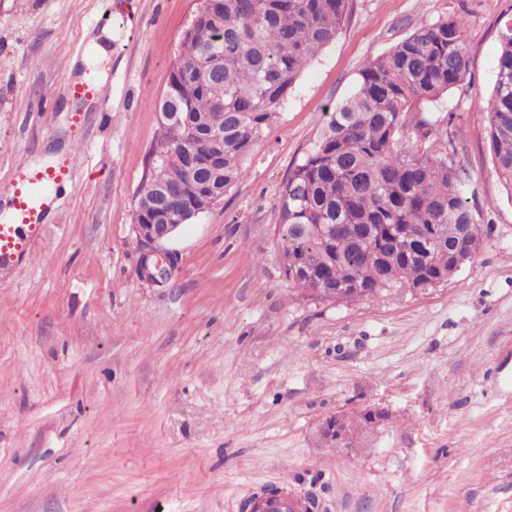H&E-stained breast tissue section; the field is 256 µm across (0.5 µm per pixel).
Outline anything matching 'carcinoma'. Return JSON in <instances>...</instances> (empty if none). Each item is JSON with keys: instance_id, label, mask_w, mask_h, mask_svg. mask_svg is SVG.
Listing matches in <instances>:
<instances>
[{"instance_id": "1", "label": "carcinoma", "mask_w": 512, "mask_h": 512, "mask_svg": "<svg viewBox=\"0 0 512 512\" xmlns=\"http://www.w3.org/2000/svg\"><path fill=\"white\" fill-rule=\"evenodd\" d=\"M350 0H208L183 41L160 111L176 112L154 161L181 176L180 193L229 192L242 164L304 68L329 46ZM492 94L483 111L491 160L512 191V17L498 33ZM464 21L420 24L359 72L354 92L289 171L278 199L282 271L300 291L336 286V301L375 299L423 280L445 283L472 261L483 231L451 140L420 107L465 81ZM224 134V150L210 135ZM164 187L146 175L136 201ZM468 224L466 234L460 225Z\"/></svg>"}]
</instances>
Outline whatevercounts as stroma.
Here are the masks:
<instances>
[{
  "label": "stroma",
  "instance_id": "stroma-1",
  "mask_svg": "<svg viewBox=\"0 0 512 512\" xmlns=\"http://www.w3.org/2000/svg\"><path fill=\"white\" fill-rule=\"evenodd\" d=\"M201 3L0 0V184L49 152L73 168L31 260L0 274V512H243L283 482L313 512H512V193L480 110L512 0H351L150 287L134 200ZM451 14L470 73L425 113L470 177L477 258L434 288L303 297L275 235L290 166L367 61ZM92 40L112 79L97 107L63 93ZM368 409L387 419L355 453L323 443L325 418Z\"/></svg>",
  "mask_w": 512,
  "mask_h": 512
}]
</instances>
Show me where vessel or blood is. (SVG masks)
<instances>
[{
    "mask_svg": "<svg viewBox=\"0 0 512 512\" xmlns=\"http://www.w3.org/2000/svg\"><path fill=\"white\" fill-rule=\"evenodd\" d=\"M106 88L85 81L68 84L64 93L84 101H103ZM72 176L69 165L14 170L1 192L11 200L9 217H0V271L25 263L36 248L44 218L56 208V190Z\"/></svg>",
    "mask_w": 512,
    "mask_h": 512,
    "instance_id": "b4317fda",
    "label": "vessel or blood"
}]
</instances>
